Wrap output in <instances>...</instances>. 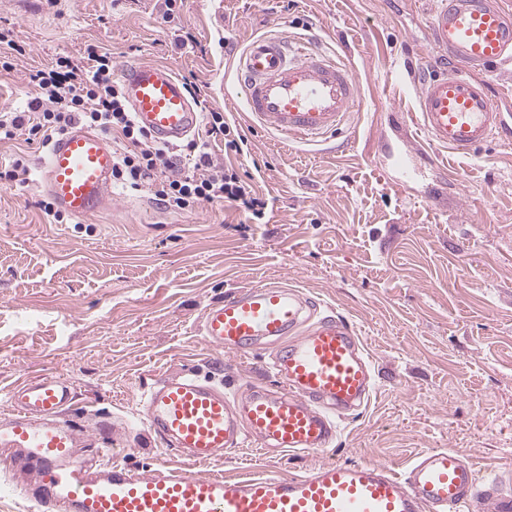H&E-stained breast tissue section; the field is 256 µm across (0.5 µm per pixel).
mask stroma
Masks as SVG:
<instances>
[{
  "label": "stroma",
  "mask_w": 512,
  "mask_h": 512,
  "mask_svg": "<svg viewBox=\"0 0 512 512\" xmlns=\"http://www.w3.org/2000/svg\"><path fill=\"white\" fill-rule=\"evenodd\" d=\"M437 0H0V31L23 47L0 73V110L35 96L29 74L88 46L113 70L171 67L207 88L242 153L216 164L253 174L262 219L228 203L167 212L147 192L112 191L108 209L54 224L39 209L40 142H0V163L25 156L27 182L0 187V419L8 391L56 375L66 416L92 434L84 455L146 471L177 458L141 419V399L188 370L233 395L277 388L272 348L241 357L207 344L204 310L257 283L303 290L344 317L374 365L369 404L315 454L243 448L189 471L302 475L326 462H374L403 473L428 449L463 454L479 478L512 472V143L468 155L430 145L419 87L395 77L428 52ZM194 41L175 48L176 30ZM315 39L352 70L362 97L342 132L310 145L250 127L235 61L250 39Z\"/></svg>",
  "instance_id": "obj_1"
}]
</instances>
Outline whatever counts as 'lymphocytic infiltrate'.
Returning <instances> with one entry per match:
<instances>
[{
    "label": "lymphocytic infiltrate",
    "instance_id": "1",
    "mask_svg": "<svg viewBox=\"0 0 512 512\" xmlns=\"http://www.w3.org/2000/svg\"><path fill=\"white\" fill-rule=\"evenodd\" d=\"M37 95L24 112H0V140L41 138L50 144L54 136L76 126L116 135L124 143L112 168L114 183L135 190L146 189L152 200L168 211L183 212L200 203L230 202L261 217L263 202L234 168L216 165L209 152L214 142L240 152L237 140L228 139L223 113H204L206 138L167 147L153 142L135 121L120 83L112 74V59L96 47L86 57L58 59L55 67L31 73ZM189 161L192 174H183Z\"/></svg>",
    "mask_w": 512,
    "mask_h": 512
}]
</instances>
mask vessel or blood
I'll return each mask as SVG.
<instances>
[{"label": "vessel or blood", "mask_w": 512, "mask_h": 512, "mask_svg": "<svg viewBox=\"0 0 512 512\" xmlns=\"http://www.w3.org/2000/svg\"><path fill=\"white\" fill-rule=\"evenodd\" d=\"M436 49L419 94V121L437 146L468 154L492 137L512 140L497 100L474 71L512 61V12L495 0H439L428 20ZM237 79L253 122L286 141L317 143L341 130L361 86L318 46L276 34L253 38ZM120 81L140 125L174 145L198 130L201 114L171 68L134 61ZM115 155L102 134L73 128L51 144L39 185L63 211L83 218L106 208ZM200 333L217 350L250 354L282 342L272 357L278 392L256 384L233 396L195 374L161 379L143 396V417L179 458L204 462L252 446L319 453L338 419L364 407L374 369L354 329L302 292L257 284L208 307ZM71 390L57 376L27 379L9 394L0 423V465L35 472L47 512H473L491 502L512 512V478L479 481L457 451L422 452L404 473L377 463H326L300 476L199 474L168 464L137 473L79 457L83 437L65 418Z\"/></svg>", "instance_id": "obj_1"}]
</instances>
